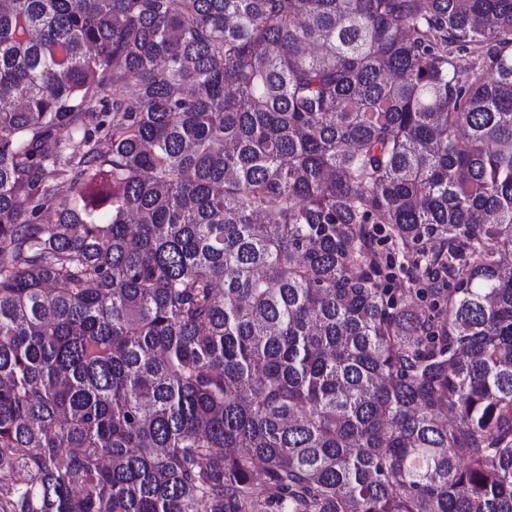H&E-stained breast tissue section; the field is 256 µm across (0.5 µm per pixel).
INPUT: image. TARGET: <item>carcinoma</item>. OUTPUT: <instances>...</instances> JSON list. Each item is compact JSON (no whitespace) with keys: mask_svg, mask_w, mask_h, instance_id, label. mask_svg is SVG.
<instances>
[{"mask_svg":"<svg viewBox=\"0 0 512 512\" xmlns=\"http://www.w3.org/2000/svg\"><path fill=\"white\" fill-rule=\"evenodd\" d=\"M0 512H512V0H0Z\"/></svg>","mask_w":512,"mask_h":512,"instance_id":"obj_1","label":"carcinoma"}]
</instances>
